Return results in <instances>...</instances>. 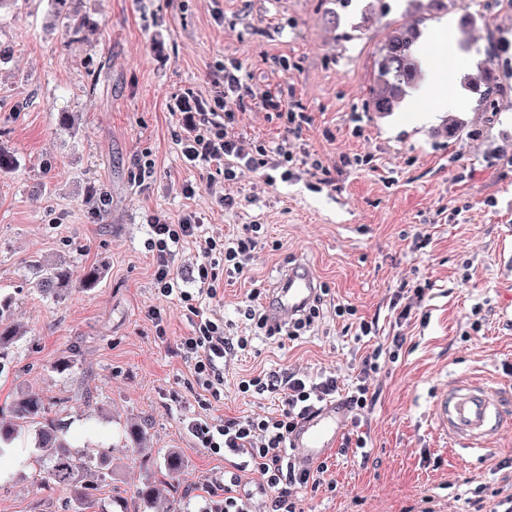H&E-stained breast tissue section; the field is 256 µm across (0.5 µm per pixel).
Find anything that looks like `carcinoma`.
Listing matches in <instances>:
<instances>
[{"label": "carcinoma", "instance_id": "obj_1", "mask_svg": "<svg viewBox=\"0 0 512 512\" xmlns=\"http://www.w3.org/2000/svg\"><path fill=\"white\" fill-rule=\"evenodd\" d=\"M68 0H54L59 19L74 35L84 23L72 18L65 7ZM424 18L394 28L378 62L377 87L371 92L369 109L384 114L396 111L404 101L408 89L416 84L418 72L415 67L414 47L420 37L419 25ZM499 53L498 43H491L487 65L478 74L463 75V83L478 97L481 103H491L500 91L495 59ZM31 267L39 274L35 287L42 293L57 295L69 286L70 272L67 261L51 264L31 261ZM20 336V330L11 319V301L0 297V357L5 355ZM34 428L36 447L43 452L45 475L42 486L46 489L69 488L74 499V512H89L96 507L95 492L105 479L100 467L82 460L63 442L60 421L47 416L44 400L29 394L17 400L14 420L8 425L0 424V461L6 460L5 452L18 434Z\"/></svg>", "mask_w": 512, "mask_h": 512}]
</instances>
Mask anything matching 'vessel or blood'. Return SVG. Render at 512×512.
Here are the masks:
<instances>
[{"mask_svg": "<svg viewBox=\"0 0 512 512\" xmlns=\"http://www.w3.org/2000/svg\"><path fill=\"white\" fill-rule=\"evenodd\" d=\"M317 286L316 275L308 265L287 270L268 297L270 323H287L313 300ZM434 418L438 429L463 449L483 447L502 428L499 390L480 382H456L438 398ZM348 424L347 411L339 402L323 404L292 432L288 441L292 462L302 467L314 465L339 446Z\"/></svg>", "mask_w": 512, "mask_h": 512, "instance_id": "obj_1", "label": "vessel or blood"}]
</instances>
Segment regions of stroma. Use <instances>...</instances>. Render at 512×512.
<instances>
[{
  "label": "stroma",
  "mask_w": 512,
  "mask_h": 512,
  "mask_svg": "<svg viewBox=\"0 0 512 512\" xmlns=\"http://www.w3.org/2000/svg\"><path fill=\"white\" fill-rule=\"evenodd\" d=\"M84 20L78 37L51 14V0H0V153L13 162L0 175V294L12 299V319L26 333L0 369V421L12 418L21 394H36L65 426L82 459L107 461L100 504L128 501L134 512H202L224 500V460L199 448L183 428L193 414L221 418L258 410L239 397L238 375L274 366L340 370L353 379L356 355L369 348L349 322L326 316L307 337L285 346L259 342L255 354L232 363L221 399L199 395L176 353L190 327L158 294L145 248L147 219L178 218L187 210L226 235L263 224L280 250H259L247 277L224 286L225 319L244 325L236 309L252 290L269 292L288 265L303 262L340 303L377 318L379 337L407 342L397 362H385L382 391L364 430L374 462L337 457L335 492L305 494L304 512H404L434 496L441 512H464L472 485L491 484L512 455V425L485 449H459L436 429V398L459 380L500 387L512 407V10L488 6L478 22L464 71L486 62L489 39L505 51L495 60L499 112L479 105L448 72L460 95L447 108L407 98L381 115L365 104L391 26L426 0H69ZM239 63L247 86L294 91L307 120L293 142L334 181L303 167L297 179L266 184L270 167L232 182L209 167L187 166L170 114L176 96L209 97L215 63ZM431 117L421 121V111ZM64 112L80 127L59 128ZM464 132L449 137L445 122ZM245 141L273 146L283 126L253 107L241 114ZM150 153L155 173L140 179L134 159ZM356 165H347L350 157ZM223 185L238 208L227 210L203 192L188 199L183 184ZM70 256L68 290L56 297L33 286L32 259ZM101 279L84 289L88 267ZM427 286L415 317L402 322L391 301L397 288ZM165 310L163 329L148 317ZM481 320L480 331L471 328ZM145 429L137 446L126 424ZM181 455L179 476L165 467ZM15 459L0 477V512H72L71 493L43 490L40 453L30 437L11 445ZM438 466H430L428 458ZM152 485L157 501L135 492Z\"/></svg>",
  "instance_id": "35a3bbf8"
}]
</instances>
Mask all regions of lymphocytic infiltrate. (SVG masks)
I'll return each instance as SVG.
<instances>
[{"label": "lymphocytic infiltrate", "mask_w": 512, "mask_h": 512, "mask_svg": "<svg viewBox=\"0 0 512 512\" xmlns=\"http://www.w3.org/2000/svg\"><path fill=\"white\" fill-rule=\"evenodd\" d=\"M240 71L235 62L218 67L210 74L212 90L208 98L190 93L178 98L173 114L181 129L178 144L184 161L193 167L221 168L228 181L261 165L279 170L282 181L295 179L303 160L294 155L287 142L273 147L250 146L236 136L234 126L239 113L256 100L282 120L285 134L299 132L305 120L302 103L244 87ZM149 232L147 249L152 254L156 288L184 311L191 327L177 343V353L195 385L212 398H220L224 392L227 366L235 358L249 354L255 339L297 341L314 331L326 309H333L336 317L351 320L360 337L376 335V320L359 316L356 306L329 305L330 290L324 285L319 286L313 302L284 327L269 325L259 292H251L238 309L249 334L230 333L217 309L222 280L247 272L266 238L264 225H246L243 234L232 237L210 235L202 217L191 210L174 223L151 216ZM193 243L198 244L202 260L196 267L193 287L185 288L179 282L175 264L186 245ZM406 342L405 336H390L384 345L361 354L356 376L348 385L335 373L313 376L289 366L245 374L237 382L239 395L273 401L272 410L221 419L190 418L185 430L200 447L231 461L230 469L224 473L223 512H303V494L327 484L329 466L322 461L309 468L296 467L287 459L288 437L300 420L336 394H343L351 414V430L344 438L342 454L370 459L372 448L361 423L381 396L372 382L381 371V356L398 360ZM499 467L504 474L497 486L481 484L475 488L470 499L472 512H512V458L501 461Z\"/></svg>", "instance_id": "f902f5d3"}]
</instances>
